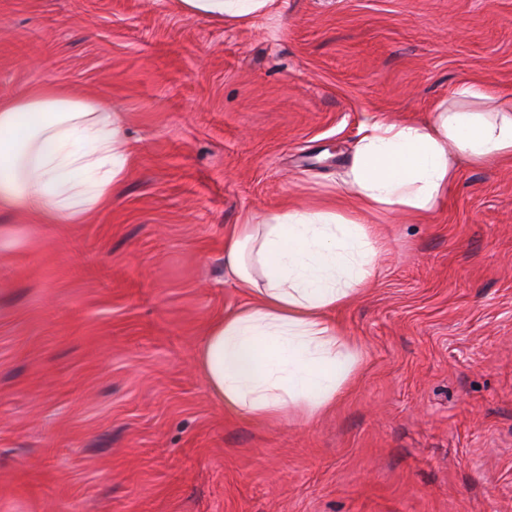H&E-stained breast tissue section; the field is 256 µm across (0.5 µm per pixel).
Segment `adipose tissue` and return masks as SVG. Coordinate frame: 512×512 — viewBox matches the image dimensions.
I'll list each match as a JSON object with an SVG mask.
<instances>
[{
	"label": "adipose tissue",
	"mask_w": 512,
	"mask_h": 512,
	"mask_svg": "<svg viewBox=\"0 0 512 512\" xmlns=\"http://www.w3.org/2000/svg\"><path fill=\"white\" fill-rule=\"evenodd\" d=\"M247 24L277 0H181ZM512 161V101L460 86L421 121L367 118L332 196L245 217L224 239V273L252 297L210 323L198 363L225 411L262 422L326 411L362 350L332 314L364 291L389 245L375 217H424L448 197L458 164ZM120 113L54 86L0 99V211L79 224L127 178Z\"/></svg>",
	"instance_id": "1"
}]
</instances>
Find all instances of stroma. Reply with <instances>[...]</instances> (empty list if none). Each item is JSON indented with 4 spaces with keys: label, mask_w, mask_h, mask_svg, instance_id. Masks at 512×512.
Returning a JSON list of instances; mask_svg holds the SVG:
<instances>
[{
    "label": "stroma",
    "mask_w": 512,
    "mask_h": 512,
    "mask_svg": "<svg viewBox=\"0 0 512 512\" xmlns=\"http://www.w3.org/2000/svg\"><path fill=\"white\" fill-rule=\"evenodd\" d=\"M512 97V0H0V98L123 112L133 157L81 224L0 212V512H512V163L462 167L335 319L361 375L311 421L225 413L197 365L247 297L224 238L331 192L362 122L463 84ZM277 0H181L184 7L194 13L224 20L248 24L255 18L272 10Z\"/></svg>",
    "instance_id": "1"
}]
</instances>
